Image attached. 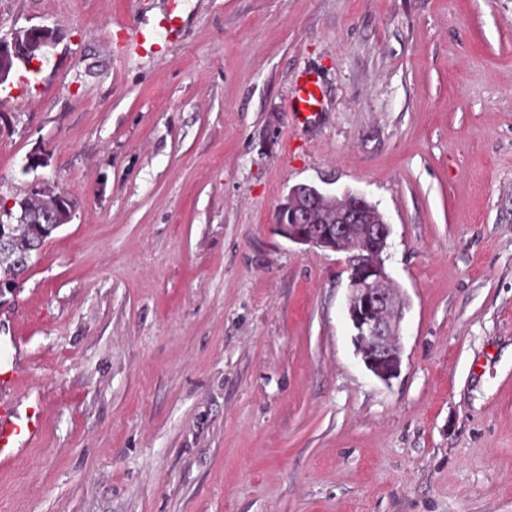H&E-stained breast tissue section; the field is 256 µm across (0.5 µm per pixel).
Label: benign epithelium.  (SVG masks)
<instances>
[{
	"mask_svg": "<svg viewBox=\"0 0 512 512\" xmlns=\"http://www.w3.org/2000/svg\"><path fill=\"white\" fill-rule=\"evenodd\" d=\"M54 29L37 25L0 36V85L28 57L46 60L55 45ZM39 218L57 230L72 220L70 200L39 184ZM277 230L289 241L344 254L348 272L347 316L354 331L357 355L365 367L387 383L401 369L399 324L402 308L394 301L393 283L386 268L391 224L376 204L353 192L341 207L336 195L312 184L289 189L276 216Z\"/></svg>",
	"mask_w": 512,
	"mask_h": 512,
	"instance_id": "1",
	"label": "benign epithelium"
}]
</instances>
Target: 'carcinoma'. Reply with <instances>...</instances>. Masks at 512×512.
Listing matches in <instances>:
<instances>
[{
    "instance_id": "obj_1",
    "label": "carcinoma",
    "mask_w": 512,
    "mask_h": 512,
    "mask_svg": "<svg viewBox=\"0 0 512 512\" xmlns=\"http://www.w3.org/2000/svg\"><path fill=\"white\" fill-rule=\"evenodd\" d=\"M0 223L4 234L10 235V247L0 255V288H8L16 285L20 275L33 264V257L47 240L43 234L47 227L24 223L17 207L9 209L4 205H0Z\"/></svg>"
}]
</instances>
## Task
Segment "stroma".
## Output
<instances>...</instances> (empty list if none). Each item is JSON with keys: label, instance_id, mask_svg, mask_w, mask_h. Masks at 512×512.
I'll list each match as a JSON object with an SVG mask.
<instances>
[{"label": "stroma", "instance_id": "35a3bbf8", "mask_svg": "<svg viewBox=\"0 0 512 512\" xmlns=\"http://www.w3.org/2000/svg\"><path fill=\"white\" fill-rule=\"evenodd\" d=\"M31 25L58 40L0 86V203L74 214L0 293L43 412L0 512H512V0H0ZM298 183L393 227L391 382L343 255L275 228ZM320 85L317 79H308L302 87H299L293 97V109L308 119L314 116V111L319 106ZM31 193L41 194V210L36 219H44L56 231L72 220L70 200L61 192H54L39 184L33 186Z\"/></svg>", "mask_w": 512, "mask_h": 512}]
</instances>
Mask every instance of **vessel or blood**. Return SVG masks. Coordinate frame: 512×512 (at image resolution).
I'll list each match as a JSON object with an SVG mask.
<instances>
[{"label": "vessel or blood", "instance_id": "b4317fda", "mask_svg": "<svg viewBox=\"0 0 512 512\" xmlns=\"http://www.w3.org/2000/svg\"><path fill=\"white\" fill-rule=\"evenodd\" d=\"M320 104L318 80H306L293 97V109L301 115L313 116ZM18 375L15 370H0V465H5L38 438L42 428L40 405L29 406L25 413H18L7 404L4 396L15 386Z\"/></svg>", "mask_w": 512, "mask_h": 512}]
</instances>
